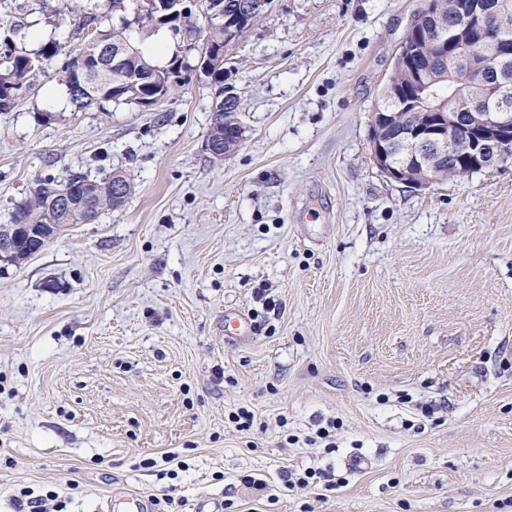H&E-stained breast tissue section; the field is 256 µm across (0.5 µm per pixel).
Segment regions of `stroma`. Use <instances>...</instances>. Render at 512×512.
Returning <instances> with one entry per match:
<instances>
[{
    "label": "stroma",
    "instance_id": "obj_1",
    "mask_svg": "<svg viewBox=\"0 0 512 512\" xmlns=\"http://www.w3.org/2000/svg\"><path fill=\"white\" fill-rule=\"evenodd\" d=\"M90 2L125 14L0 0V37L58 47L0 112V224L38 178L134 184L0 267V512L23 488L103 512L174 482L192 512H512V162L413 192L370 159L421 0H275L224 64L246 132L221 163L185 34L158 105L74 110L56 76ZM330 421L331 451L309 441ZM306 468L316 489L285 487Z\"/></svg>",
    "mask_w": 512,
    "mask_h": 512
}]
</instances>
